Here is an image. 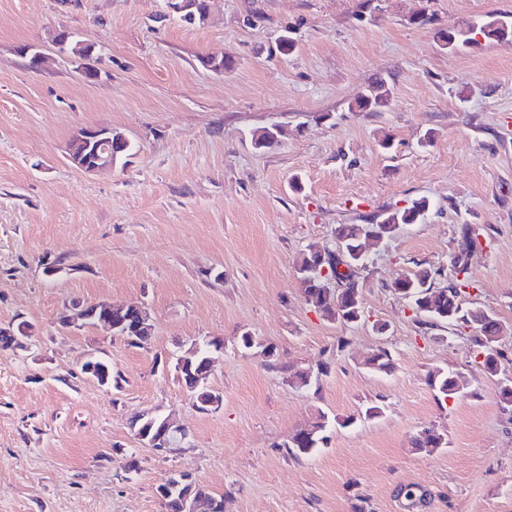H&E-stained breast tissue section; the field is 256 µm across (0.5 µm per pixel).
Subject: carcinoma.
Masks as SVG:
<instances>
[{"mask_svg":"<svg viewBox=\"0 0 512 512\" xmlns=\"http://www.w3.org/2000/svg\"><path fill=\"white\" fill-rule=\"evenodd\" d=\"M506 13H491L478 20L477 33L482 38L491 40H503L512 37V24L504 26L503 20L507 19ZM473 24L466 23L461 26H453L448 29L437 31V37L443 48L450 51H458L479 44L472 33ZM390 88L383 78L378 79L370 88L369 93L357 102V107L362 112H375L389 103ZM281 136L279 131H270L263 128L253 134L254 144L259 148H269L278 142ZM429 210V202L424 199H416L408 206L388 213L378 224H340L336 227V238L343 242L344 246L351 248L360 255V261L365 262L368 256L363 254L367 241L372 240L374 244L381 243L384 239L393 236L398 230L407 224H417L424 220ZM477 245V235L469 224L460 228V240L458 253L454 257V264L457 271L466 270L465 256ZM321 252L312 247L303 253L298 263V273L303 285L304 297L326 320L335 318L338 311L343 309V302L359 294L358 282L355 279V271H338L336 267L341 264L336 255H329L325 264L333 267L330 274L336 276V282L343 286V298L333 297L323 288L314 272L318 264ZM433 275L428 270H423L411 276L404 277L396 287L406 290L404 298L409 301L416 313L425 317L427 321L436 324L443 323L455 325L458 322L472 323L479 331V346L484 349L485 359L482 363L483 371L490 376L497 375L498 364L494 348L487 344L488 337L498 336L502 333V325L499 320L490 312L473 309L462 313L459 303V294L462 284L448 285L443 288L433 287ZM221 343L218 340L203 341L200 349H187L178 357L183 365L182 372L178 375L179 381L194 394V398L203 399L206 405H198L201 411L211 410V406H219L222 397L206 387V379L201 376L204 364L208 361V354L211 349H220ZM365 365L372 371L389 374L394 369V361L391 354L378 349L365 359ZM430 385L446 396L452 397L467 389V380L458 373L440 372L431 376ZM328 415L320 412L306 426L298 429L289 436L292 454L310 455L320 447L325 440L324 432L329 426ZM418 448H440L444 445L443 435L436 433L433 429H424L415 440ZM158 492L164 501L166 512H182L181 491L171 490L162 484ZM195 496L208 506V512H224V497L216 496L203 486L195 485Z\"/></svg>","mask_w":512,"mask_h":512,"instance_id":"1","label":"carcinoma"}]
</instances>
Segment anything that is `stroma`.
<instances>
[{"label":"stroma","mask_w":512,"mask_h":512,"mask_svg":"<svg viewBox=\"0 0 512 512\" xmlns=\"http://www.w3.org/2000/svg\"><path fill=\"white\" fill-rule=\"evenodd\" d=\"M496 11L512 0H210L189 24L167 0H0V328L33 332L0 348V512H164L174 472L223 495L224 512H512V406L498 395L512 379V40L450 53L436 37ZM419 12L436 26L411 23ZM63 28L93 44L95 79L54 46ZM215 51L232 70L204 65ZM380 76L388 105L358 111ZM93 126L122 133L132 156L74 168L68 143ZM272 126L279 143L256 148ZM420 198L425 220L357 273L364 319H323L302 254ZM464 224L481 236L460 301L503 326L494 377L474 326L427 323L392 289L424 269L454 283ZM98 301L147 308L150 344L61 328L66 306ZM205 338L224 343L207 381L222 403L207 412L174 370ZM380 348L391 374L364 365ZM91 354L121 389L82 373ZM299 370L308 387L289 384ZM437 371L465 376V393L444 398ZM146 411L185 429L180 450L135 439ZM320 412L355 422L290 454ZM425 428L443 447H415Z\"/></svg>","instance_id":"1"}]
</instances>
